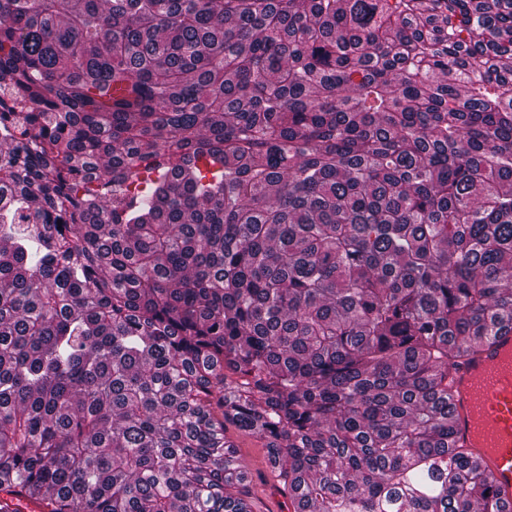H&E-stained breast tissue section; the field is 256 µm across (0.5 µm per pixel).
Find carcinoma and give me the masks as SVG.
<instances>
[{
	"mask_svg": "<svg viewBox=\"0 0 512 512\" xmlns=\"http://www.w3.org/2000/svg\"><path fill=\"white\" fill-rule=\"evenodd\" d=\"M5 101L0 512H507L512 0H0ZM450 418L458 444L468 448L512 507V332L448 368ZM226 436L248 471V489L253 512H281L284 498L276 490V478L267 461L264 441L255 434L227 424Z\"/></svg>",
	"mask_w": 512,
	"mask_h": 512,
	"instance_id": "carcinoma-1",
	"label": "carcinoma"
}]
</instances>
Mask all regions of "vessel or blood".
<instances>
[{
	"label": "vessel or blood",
	"mask_w": 512,
	"mask_h": 512,
	"mask_svg": "<svg viewBox=\"0 0 512 512\" xmlns=\"http://www.w3.org/2000/svg\"><path fill=\"white\" fill-rule=\"evenodd\" d=\"M448 378L456 440L512 507V332L449 367Z\"/></svg>",
	"instance_id": "1"
}]
</instances>
